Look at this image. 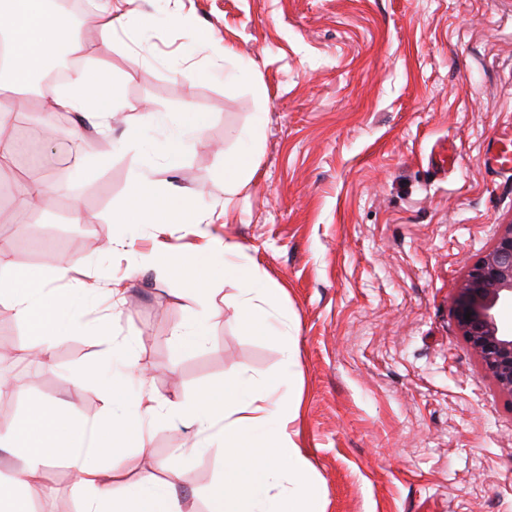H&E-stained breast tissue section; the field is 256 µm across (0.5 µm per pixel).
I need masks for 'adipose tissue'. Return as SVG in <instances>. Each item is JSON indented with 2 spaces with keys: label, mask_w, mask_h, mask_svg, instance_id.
I'll list each match as a JSON object with an SVG mask.
<instances>
[{
  "label": "adipose tissue",
  "mask_w": 512,
  "mask_h": 512,
  "mask_svg": "<svg viewBox=\"0 0 512 512\" xmlns=\"http://www.w3.org/2000/svg\"><path fill=\"white\" fill-rule=\"evenodd\" d=\"M59 43L65 44L71 54L80 49L68 19L49 11L47 0H0V128L15 113V94L27 93L46 69L52 48ZM116 90L115 77L81 68L66 83L51 88L48 95L53 111L100 119L111 113ZM203 124L199 117L175 124L163 141L154 143L139 142L137 132H130L125 148L133 154L136 186L143 205L125 211L122 223H151L150 206L156 200V188L150 172L156 160L174 161L191 146ZM240 251V244L230 241L222 249L224 275L238 285L237 294L226 297L224 304L246 317L260 335L282 339L287 318L281 311L279 291L259 275L256 262H238ZM69 270V265L63 263L50 276L38 267L18 266L10 262L7 249L0 247V299L10 302L15 317L44 356L57 341L70 335L76 319L93 308L100 294L94 285L84 284L74 291L50 287V279H65ZM214 298L209 288L197 293L195 308L171 332L174 342L187 349L205 347L204 313L212 307ZM111 323V315L101 316L96 330L113 342V374L105 375L90 366L73 376L75 389L102 391L106 412L100 430L119 443L125 439L131 420L179 418L196 428L190 450L204 453L211 449V430L216 422H223L225 439L243 435L269 448L270 453L258 463L247 482L241 481L236 468L226 467L210 486L211 512H315L309 463L288 430L298 412L288 393L290 373H281L277 381L266 382L247 371H238L225 381L224 414L220 417L207 409L186 411L182 405L152 394L132 401L125 391L128 377L122 372L130 364V343L113 341ZM58 421L49 403L33 400L18 420L0 427V450H15L22 456L18 475L0 476V512H29L28 492L54 461L45 446L56 432ZM66 461L83 491L81 512H183L171 486L149 477L130 484L124 493L115 492L112 481L128 465L125 453L92 456L75 450Z\"/></svg>",
  "instance_id": "1"
}]
</instances>
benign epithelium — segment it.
Returning a JSON list of instances; mask_svg holds the SVG:
<instances>
[{"label":"benign epithelium","instance_id":"1","mask_svg":"<svg viewBox=\"0 0 512 512\" xmlns=\"http://www.w3.org/2000/svg\"><path fill=\"white\" fill-rule=\"evenodd\" d=\"M509 304L512 305V224L469 270L456 301L466 343L498 388L512 396V330L499 319V309Z\"/></svg>","mask_w":512,"mask_h":512}]
</instances>
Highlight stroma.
I'll list each match as a JSON object with an SVG mask.
<instances>
[{"instance_id":"obj_1","label":"stroma","mask_w":512,"mask_h":512,"mask_svg":"<svg viewBox=\"0 0 512 512\" xmlns=\"http://www.w3.org/2000/svg\"><path fill=\"white\" fill-rule=\"evenodd\" d=\"M133 23L105 49L98 24L80 37V65L122 78L108 123L62 133L45 166L63 201L25 208L16 188L31 169L18 155L0 184V243L14 262L52 271L67 262L65 288L109 287L125 298L112 322L132 346L136 383L192 404L198 391L239 369L272 382L293 357L301 404L294 423L320 512H512V396L502 393L463 338L458 289L470 266L512 224V172L486 150L512 133V0H112ZM244 66L227 83L211 70ZM192 66L206 78L187 83ZM168 120L205 116L195 146L159 163L158 191H201L213 221L122 224L134 184L129 155L114 149L128 129L147 141ZM266 115L256 171L224 198V161L255 113ZM82 222H75V215ZM133 241L129 253L112 239ZM239 243L283 291L288 344L243 331L224 305L208 311L200 350L168 337L195 295L163 264H142L158 246L194 253L204 240ZM77 320L49 361L19 355L31 345L0 303V373L14 399L0 426L27 403L75 411L95 426L105 403L75 392L74 371L102 362L110 345ZM146 452L130 448L116 490L149 475L175 484L185 512H210L207 488L224 469L215 451L163 463L193 429L158 419ZM33 512H79L81 491L59 464L35 486Z\"/></svg>"}]
</instances>
